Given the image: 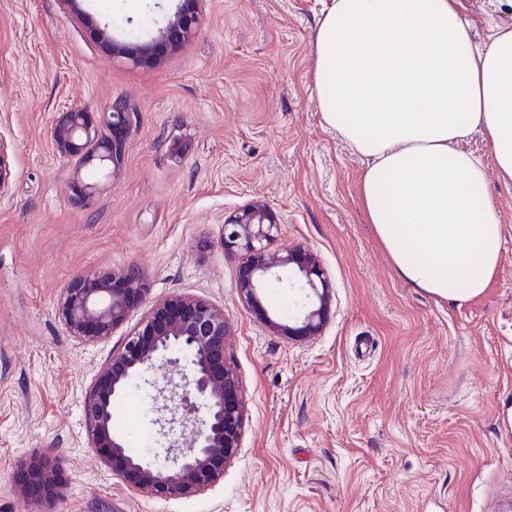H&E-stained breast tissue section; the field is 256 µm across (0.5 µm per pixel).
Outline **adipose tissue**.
<instances>
[{"instance_id": "adipose-tissue-1", "label": "adipose tissue", "mask_w": 512, "mask_h": 512, "mask_svg": "<svg viewBox=\"0 0 512 512\" xmlns=\"http://www.w3.org/2000/svg\"><path fill=\"white\" fill-rule=\"evenodd\" d=\"M322 122L362 162L360 198L400 277L452 301L498 276L499 208L472 136L512 182V28L475 44L458 0H324L313 34Z\"/></svg>"}]
</instances>
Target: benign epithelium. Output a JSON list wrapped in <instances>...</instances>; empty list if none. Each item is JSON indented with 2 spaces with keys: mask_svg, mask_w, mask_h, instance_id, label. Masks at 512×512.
<instances>
[{
  "mask_svg": "<svg viewBox=\"0 0 512 512\" xmlns=\"http://www.w3.org/2000/svg\"><path fill=\"white\" fill-rule=\"evenodd\" d=\"M199 0H182L169 19L162 40L145 43L129 54L127 44L108 30L101 39L112 45V56L139 63L151 55L188 40L199 20ZM130 112L121 101L94 116L77 107L59 113L52 139L62 158L80 157L85 163L119 171L123 160ZM92 186L73 181L68 186L75 204L84 202ZM279 221L271 207L256 200L224 219V251L240 259L237 291L268 329L292 340L319 335L332 302L329 278L318 256L303 248L280 252L270 248ZM295 290L292 311L269 315L260 293L273 283ZM151 291L148 278L131 267L109 273L78 272L57 300V312L70 335L95 343L112 335L132 309ZM227 321L224 311L194 296L176 295L154 302L141 327L99 373L84 399L89 443L103 450L112 473L132 492L158 498L188 497L224 477V468L241 447L245 395L235 370L224 361ZM181 374V383L152 384L153 403L170 412L166 423L181 427V439L168 442L164 455L153 462L132 456L125 440L112 428V401L134 378L145 377L158 359ZM60 452L46 448L26 464L28 480L42 487L39 503L52 505L63 496L57 481Z\"/></svg>",
  "mask_w": 512,
  "mask_h": 512,
  "instance_id": "benign-epithelium-1",
  "label": "benign epithelium"
}]
</instances>
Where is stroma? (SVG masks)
Instances as JSON below:
<instances>
[{
	"mask_svg": "<svg viewBox=\"0 0 512 512\" xmlns=\"http://www.w3.org/2000/svg\"><path fill=\"white\" fill-rule=\"evenodd\" d=\"M474 39L512 27L504 0H459ZM177 0H0V512H32L19 465L61 452L59 512H501L512 502V183L488 169L504 225L499 275L476 299L438 300L400 278L365 219L360 158L326 129L311 35L322 0H201L193 35L160 63L114 59L99 38L147 43ZM124 102L119 173L56 153L71 106ZM94 191L71 202L73 180ZM255 200L280 219L272 249L305 247L333 292L320 335L273 334L240 299L224 218ZM130 266L149 302L112 336H70L57 299L78 271ZM190 294L223 308L225 359L244 388L241 447L205 492H130L90 448L82 401L151 302ZM153 388L114 400L148 459Z\"/></svg>",
	"mask_w": 512,
	"mask_h": 512,
	"instance_id": "35a3bbf8",
	"label": "stroma"
}]
</instances>
